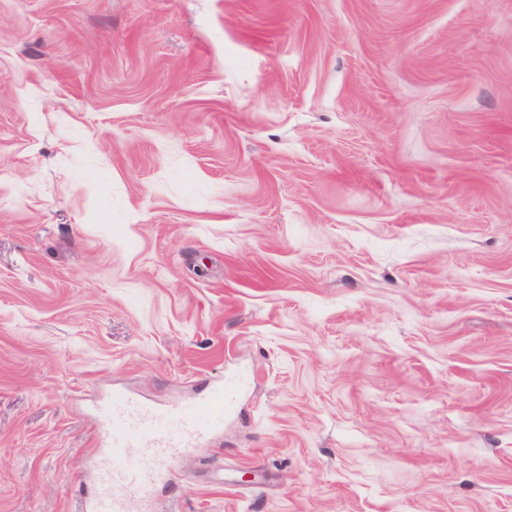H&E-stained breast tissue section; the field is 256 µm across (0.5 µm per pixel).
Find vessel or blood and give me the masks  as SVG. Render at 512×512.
I'll use <instances>...</instances> for the list:
<instances>
[{
    "label": "vessel or blood",
    "mask_w": 512,
    "mask_h": 512,
    "mask_svg": "<svg viewBox=\"0 0 512 512\" xmlns=\"http://www.w3.org/2000/svg\"><path fill=\"white\" fill-rule=\"evenodd\" d=\"M229 392L226 386L215 388L197 406L195 418L176 430L168 424L169 410L125 400L124 413L113 416L109 423L111 442L98 470V481L109 479L125 488H137L165 480L178 450L206 438L212 430L223 424L229 406ZM143 442L154 447V460L147 465L135 463L131 459L132 449Z\"/></svg>",
    "instance_id": "obj_1"
}]
</instances>
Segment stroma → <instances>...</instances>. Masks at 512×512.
I'll list each match as a JSON object with an SVG mask.
<instances>
[{"mask_svg": "<svg viewBox=\"0 0 512 512\" xmlns=\"http://www.w3.org/2000/svg\"><path fill=\"white\" fill-rule=\"evenodd\" d=\"M231 379L129 512H512V0H0V512Z\"/></svg>", "mask_w": 512, "mask_h": 512, "instance_id": "stroma-1", "label": "stroma"}]
</instances>
